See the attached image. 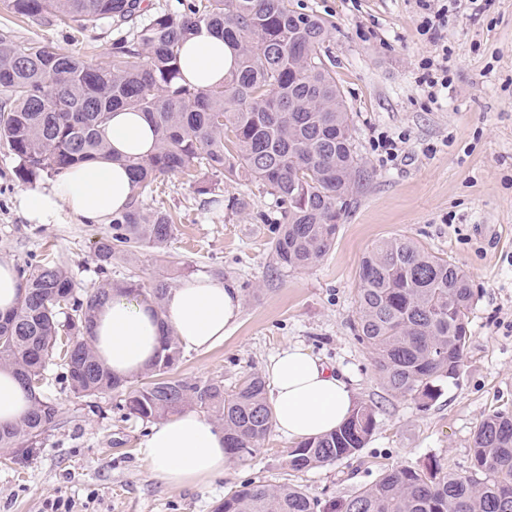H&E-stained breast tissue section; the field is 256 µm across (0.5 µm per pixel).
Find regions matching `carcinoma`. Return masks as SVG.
Wrapping results in <instances>:
<instances>
[{"mask_svg": "<svg viewBox=\"0 0 512 512\" xmlns=\"http://www.w3.org/2000/svg\"><path fill=\"white\" fill-rule=\"evenodd\" d=\"M8 6L20 17L68 28H128L112 39L108 68L0 32V143L17 159L21 181L54 178L94 159L107 149L109 115L122 108L147 116L155 149L124 159L136 194L97 244L104 275L98 287L77 296L68 268L54 260L18 267L25 288L16 307L0 314V367L12 370L32 406L16 424L0 427V448H35L55 422L57 404L43 391L53 361L80 397L131 387L124 407L143 421L203 409L224 430L232 457L252 456L273 428L261 374L246 375L230 391L214 379L173 378L182 350L168 331L148 369L118 379L95 354L91 330L114 293L159 307L166 299L165 282L145 289L108 277L112 256L161 250L174 238L171 214L146 203L165 175L210 171L229 185H261L273 209L260 219L275 225L269 245L280 272L312 267L330 251L353 192L367 181L325 60L330 23L295 10L292 0H188L181 12L146 20L142 0H8ZM203 27L221 35L235 57L224 82L214 86L181 75L180 49ZM214 193L209 183L198 187L232 213L245 208L240 196L220 201ZM355 303V334L389 391L425 406L458 385L473 291L448 259L408 238L381 240L363 258ZM376 425L375 411L361 403L338 429L289 448L285 465L301 472L351 457ZM470 452L465 476L432 459L388 469L338 502L292 484L251 481L225 496L216 512H512V414L481 421Z\"/></svg>", "mask_w": 512, "mask_h": 512, "instance_id": "1", "label": "carcinoma"}]
</instances>
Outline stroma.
Returning a JSON list of instances; mask_svg holds the SVG:
<instances>
[{"mask_svg":"<svg viewBox=\"0 0 512 512\" xmlns=\"http://www.w3.org/2000/svg\"><path fill=\"white\" fill-rule=\"evenodd\" d=\"M293 3L333 25L329 61L369 173L335 245L315 266L278 272L268 246L274 227L259 219L271 204L261 186H225L249 202L245 211H208L196 179L176 174L161 178L152 200L178 218L165 255L142 248L116 255L110 276L146 288L192 275L234 282L242 308L223 344L183 350L175 376L219 380L230 390L245 375L264 372L282 347L300 344L349 373L357 402L376 411L371 438L352 457L292 472L284 465L289 442L274 432L224 477L174 488L140 459L138 443L150 424L119 410L121 393L76 396L52 366L44 392L59 407L57 420L25 462L5 463L0 449V512H214L250 481L346 499L386 469L431 459L468 474L478 424L512 413V0H494L476 16L449 13L443 36L452 85L435 103L418 84L421 59L437 50L418 33L415 0ZM5 27L20 43L40 41L103 68L111 62L112 30L21 21L0 0ZM382 134L401 141L398 157L378 149ZM16 167L0 146V261L35 265L48 256L67 266L76 290L94 288L95 246L109 225L31 223L17 209L24 184ZM390 237L448 258L474 293L459 383L426 407L386 390L353 331L362 258Z\"/></svg>","mask_w":512,"mask_h":512,"instance_id":"1","label":"stroma"}]
</instances>
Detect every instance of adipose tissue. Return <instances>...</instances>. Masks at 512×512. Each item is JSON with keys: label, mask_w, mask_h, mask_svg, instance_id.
<instances>
[{"label": "adipose tissue", "mask_w": 512, "mask_h": 512, "mask_svg": "<svg viewBox=\"0 0 512 512\" xmlns=\"http://www.w3.org/2000/svg\"><path fill=\"white\" fill-rule=\"evenodd\" d=\"M233 65L234 56L223 39L205 29L181 51L182 74L198 85L222 82ZM105 138V155L67 170L47 187L21 190V214L36 224L110 223L135 194L123 158L149 153L155 136L143 113L123 110L112 114ZM240 309L237 288L207 276H190L172 287L160 312L149 302L117 294L97 317L93 346L115 376L131 378L148 368L163 328H170L187 348L208 350L223 343ZM266 371L275 430L286 439L302 441L330 433L356 406L345 374L302 345L283 348ZM29 407L20 381L11 370L0 369V426L15 424ZM139 454L157 478L173 487L208 483L233 463L224 449L223 430L193 410L150 429L139 442Z\"/></svg>", "instance_id": "ef3b65f1"}]
</instances>
